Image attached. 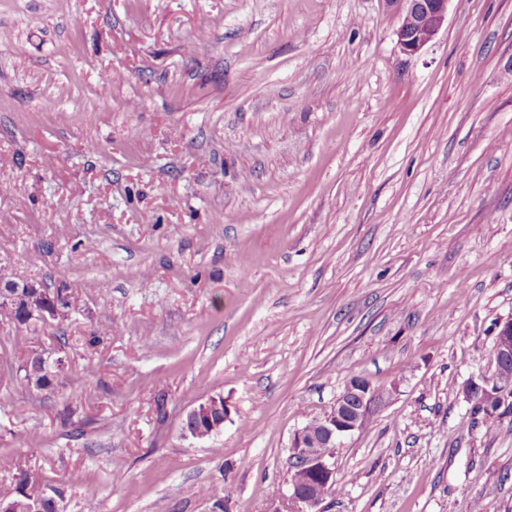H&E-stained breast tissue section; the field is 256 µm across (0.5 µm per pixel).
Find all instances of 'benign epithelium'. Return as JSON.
Masks as SVG:
<instances>
[{"label": "benign epithelium", "instance_id": "1", "mask_svg": "<svg viewBox=\"0 0 512 512\" xmlns=\"http://www.w3.org/2000/svg\"><path fill=\"white\" fill-rule=\"evenodd\" d=\"M449 0H385L400 18L396 31L403 53L414 55L441 30L448 16ZM59 310L57 296L47 295L38 309L39 317L49 321ZM494 356L512 360V321L505 323L495 339ZM464 393L471 402L481 399L504 400L512 396V384L503 387L496 377L470 381ZM387 394L368 379L356 376L319 417V433L303 427L291 437V456L299 463V478L289 482L288 493L272 500L267 512H324L323 502L336 485V449L343 441L363 429L374 410L386 402Z\"/></svg>", "mask_w": 512, "mask_h": 512}]
</instances>
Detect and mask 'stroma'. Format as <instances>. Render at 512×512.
<instances>
[{"instance_id": "1", "label": "stroma", "mask_w": 512, "mask_h": 512, "mask_svg": "<svg viewBox=\"0 0 512 512\" xmlns=\"http://www.w3.org/2000/svg\"><path fill=\"white\" fill-rule=\"evenodd\" d=\"M384 0H0V457L61 512H266L293 432L388 392L326 512H512V413L463 388L512 319V0L404 54ZM98 343H90V336ZM63 357L53 387L19 378ZM229 416L205 439L198 404ZM25 283H34L39 288H31L29 284H26V288L22 286L23 288V298L14 299V301L11 304H8L6 301L1 302V296H0V318L1 321H5L8 324H14L16 327L19 326H25L26 329L30 330V327L33 326L34 330H36L37 323L45 324V322L39 320L37 317H33L30 315V312H28L26 305L30 304H38L39 296L42 297L43 293H40L39 290H43V292H46L47 289L38 281H26V282H16L11 279H4L0 278V291L2 289H6L7 291H10V288L12 285H22ZM3 286V288H2ZM33 351L30 356L23 360L19 368V371L23 372L22 380L28 386L36 389H48L54 385L57 372L63 367H57L54 360L50 362L41 353L36 350ZM208 400H206L203 403H200L198 406L194 407L191 410V412L186 415V418L184 420L183 428L189 434L192 435L193 432L198 430L200 424L205 428L206 432H209L210 429L212 428L213 424L215 426H218V424L223 419L226 420L228 415H227V408H226V406L224 404V405H222V409L221 410L214 409L210 413L207 412L205 414V416L203 415V413H201V422L198 421L197 413L195 412V410L197 409L199 411H202L203 404L206 403ZM213 402H215L216 405H219V400L218 399H211L206 404H204V407L211 406V404ZM197 436H198V433L195 432V437H197Z\"/></svg>"}]
</instances>
